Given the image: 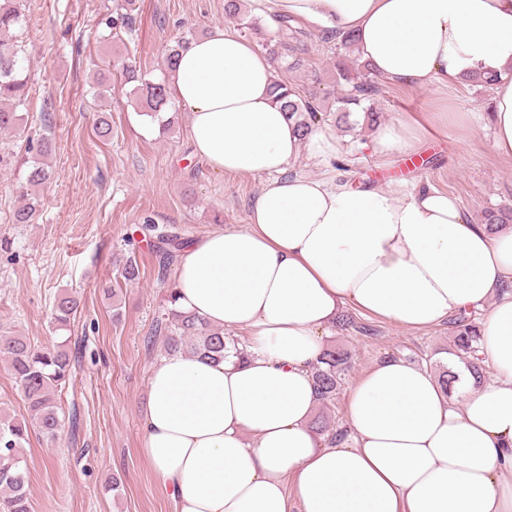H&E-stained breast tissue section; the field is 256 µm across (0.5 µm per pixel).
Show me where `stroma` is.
Instances as JSON below:
<instances>
[{"mask_svg":"<svg viewBox=\"0 0 512 512\" xmlns=\"http://www.w3.org/2000/svg\"><path fill=\"white\" fill-rule=\"evenodd\" d=\"M27 23L16 33L24 49L29 105L23 135H0V335L26 337L41 349L67 342L73 381L58 395L66 417L55 440L31 433L26 446L31 512H173L166 490L141 452L151 365L162 356L155 339L173 277L159 279V241L146 225L174 227L196 239L224 226L243 227L262 180L214 171L197 157L189 138L190 113L176 108L167 134L150 135L129 103L121 60L135 58L142 72L161 77L168 48L186 34L205 35L224 23V0H136L133 32L97 41L116 0H22ZM302 64L286 70L300 94L321 111L325 126L342 141L329 164L299 157L290 174L335 177L355 185L377 175L393 185H432L456 197L471 218L487 208L512 209V160L492 150L487 120L489 90L464 86L449 92L448 107L470 115L461 126L437 132L420 149L426 166L414 168L403 154L373 155L370 130L344 131L336 101L347 91L337 81L338 62L355 52L315 28H307ZM111 87L92 94L99 73ZM375 107L392 122L404 112H424L430 92L381 83ZM112 125L111 139L97 136L100 118ZM48 136L53 179L39 191L32 224L11 218L22 203L29 139ZM134 256L140 276L119 275L124 257ZM80 301L67 330H55L56 297ZM354 326L330 327L328 336L348 349L354 368L346 384L380 359L414 364L450 345L447 324L424 330L401 326L345 307ZM119 489H112L113 479Z\"/></svg>","mask_w":512,"mask_h":512,"instance_id":"35a3bbf8","label":"stroma"}]
</instances>
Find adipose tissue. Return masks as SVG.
I'll return each instance as SVG.
<instances>
[{
  "label": "adipose tissue",
  "mask_w": 512,
  "mask_h": 512,
  "mask_svg": "<svg viewBox=\"0 0 512 512\" xmlns=\"http://www.w3.org/2000/svg\"><path fill=\"white\" fill-rule=\"evenodd\" d=\"M263 4L270 23L353 34L385 82L438 89L432 111L379 126L372 154L414 151L463 123L446 94L483 71L497 77L492 149L512 158V0ZM167 82L196 155L263 180L244 228L180 252L178 308L249 342L219 363L173 353L150 369L142 452L175 512H512V226L473 223L432 186L289 175L299 155L336 159L341 142L321 127L299 136L273 101L269 57L231 24L180 50ZM346 305L408 329L482 313L495 377L450 394L427 369L385 358L350 391L348 435L329 442L311 426L313 368Z\"/></svg>",
  "instance_id": "obj_1"
}]
</instances>
